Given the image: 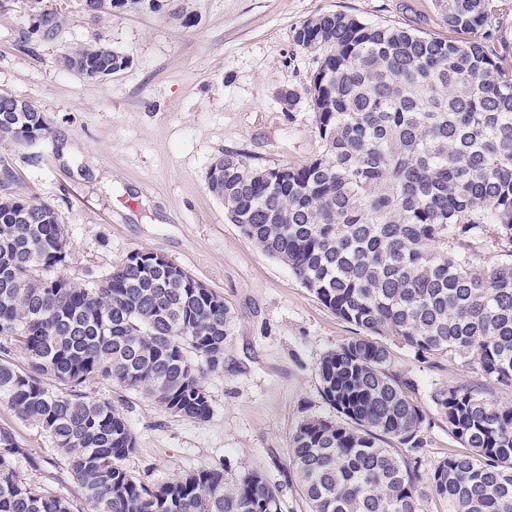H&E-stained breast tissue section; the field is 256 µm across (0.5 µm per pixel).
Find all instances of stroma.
<instances>
[{
    "instance_id": "35a3bbf8",
    "label": "stroma",
    "mask_w": 512,
    "mask_h": 512,
    "mask_svg": "<svg viewBox=\"0 0 512 512\" xmlns=\"http://www.w3.org/2000/svg\"><path fill=\"white\" fill-rule=\"evenodd\" d=\"M193 20L169 11L94 17L85 0H0V93L34 106L49 133L31 146L0 144L11 178L0 196L23 194L52 206L71 242L64 273L76 282L103 275L130 254L154 252L221 295L233 313L224 365L208 373V421L175 416L150 399L106 382L91 393L111 398L137 440L124 465L162 483L219 469L227 483L254 470L279 490L283 512H306L287 472L293 435L306 418L329 412L318 385L323 355L357 335L304 288L280 261L250 243L224 217L207 172L225 152L256 166L302 164L321 151L306 101L286 110L280 94L299 90L316 63L293 34L309 17L344 12L431 35L448 29L434 0H190ZM56 13L46 39L27 40L34 16ZM105 39L130 57L106 80L66 69L71 46ZM417 383L433 469L458 442L427 406L438 385L477 380L476 369L445 354L419 360L392 344ZM0 427L39 460L20 464L27 480L87 503L64 456L37 427L0 403Z\"/></svg>"
}]
</instances>
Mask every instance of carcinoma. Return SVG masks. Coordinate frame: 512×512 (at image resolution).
I'll use <instances>...</instances> for the list:
<instances>
[{
    "instance_id": "1",
    "label": "carcinoma",
    "mask_w": 512,
    "mask_h": 512,
    "mask_svg": "<svg viewBox=\"0 0 512 512\" xmlns=\"http://www.w3.org/2000/svg\"><path fill=\"white\" fill-rule=\"evenodd\" d=\"M498 0H435L449 36L316 14L294 29L315 53L303 92L322 152L300 165L253 166L226 152L209 191L244 237L360 336L317 366L330 414L303 420L287 470L309 512H512V43L489 28ZM88 10L161 8L160 0H86ZM43 12L32 33L50 35ZM66 68L91 80L130 58L101 41L70 48ZM44 113L0 94V142L28 146ZM493 247L507 260L480 254ZM70 244L55 210L0 197V402L41 429L66 458L93 512H282L276 486L252 471L150 485L124 461L136 437L111 381L175 416L212 412L203 379L224 366L232 314L216 292L154 253L75 282L58 272ZM414 356L454 354L482 380L438 386L431 405L468 449L427 471L417 384L381 337ZM25 355L24 366L10 355ZM54 376L58 385L46 382ZM28 456L0 427V512H73L65 497L23 478Z\"/></svg>"
}]
</instances>
